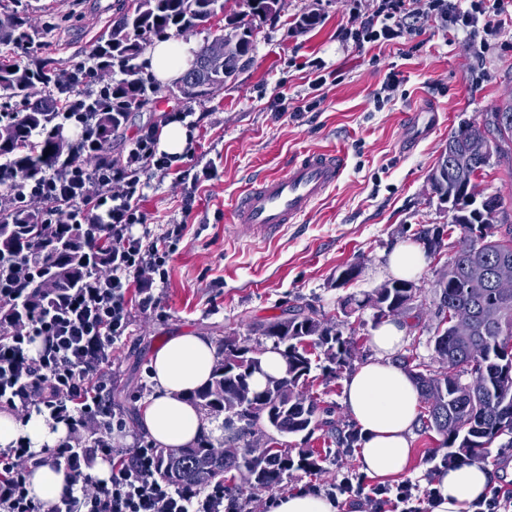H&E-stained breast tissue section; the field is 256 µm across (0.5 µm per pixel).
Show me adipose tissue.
Here are the masks:
<instances>
[{
  "instance_id": "ef3b65f1",
  "label": "adipose tissue",
  "mask_w": 512,
  "mask_h": 512,
  "mask_svg": "<svg viewBox=\"0 0 512 512\" xmlns=\"http://www.w3.org/2000/svg\"><path fill=\"white\" fill-rule=\"evenodd\" d=\"M193 40L155 42L144 57L148 77L166 84L178 79L194 60ZM408 326L386 319L373 331L375 355L357 365L344 380L342 403L361 433V465L378 477L401 472L411 455V438L419 401L410 376L394 362ZM216 360L212 341L197 333L169 337L151 359L154 393L139 420V429L162 448H185L206 433L207 423L190 402L192 391L206 383ZM62 425L31 415L21 420L0 412V447L26 440L37 451L63 438ZM495 483L492 468L463 463L438 473L430 485L431 512H472Z\"/></svg>"
}]
</instances>
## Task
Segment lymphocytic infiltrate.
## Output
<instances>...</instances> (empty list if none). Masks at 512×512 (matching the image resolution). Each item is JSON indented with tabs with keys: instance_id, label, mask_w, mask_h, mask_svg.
<instances>
[{
	"instance_id": "1",
	"label": "lymphocytic infiltrate",
	"mask_w": 512,
	"mask_h": 512,
	"mask_svg": "<svg viewBox=\"0 0 512 512\" xmlns=\"http://www.w3.org/2000/svg\"><path fill=\"white\" fill-rule=\"evenodd\" d=\"M347 7L344 34L362 47L399 42L415 34L417 24L437 18L474 40L503 24L512 0H377L369 13L362 0H348ZM156 152V136L148 131L109 172L82 169L88 190L72 209H56L45 195L28 194L49 223L97 225L98 238L112 243V268L90 275L81 291L57 296L48 313L22 330L0 336V408L21 419L44 413L67 430L64 440L38 452L21 442L0 448V512H225L223 487L188 489L157 479L151 445L81 440L90 425L108 433L125 431L124 413L112 402V348L126 339L133 308L158 307L153 286L166 280L172 244L188 227L182 221L167 225L160 237L151 235L140 207L144 186L134 172L144 167L166 171ZM37 341L42 348L36 352ZM99 458L111 466L109 480L93 473ZM46 464L64 470V488L52 499L37 498L27 487L32 470ZM335 489L365 501L371 512L388 506L418 512L408 485L393 494L346 477Z\"/></svg>"
}]
</instances>
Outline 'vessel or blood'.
Returning <instances> with one entry per match:
<instances>
[{
    "mask_svg": "<svg viewBox=\"0 0 512 512\" xmlns=\"http://www.w3.org/2000/svg\"><path fill=\"white\" fill-rule=\"evenodd\" d=\"M437 125L435 112L408 113L402 139L404 148L413 149ZM346 166V154L340 150L297 157L287 173L263 177L242 193L232 209L233 224L255 237H275L288 225L304 222L335 189Z\"/></svg>",
    "mask_w": 512,
    "mask_h": 512,
    "instance_id": "b4317fda",
    "label": "vessel or blood"
}]
</instances>
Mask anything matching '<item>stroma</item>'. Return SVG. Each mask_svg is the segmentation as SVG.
Segmentation results:
<instances>
[{"label": "stroma", "mask_w": 512, "mask_h": 512, "mask_svg": "<svg viewBox=\"0 0 512 512\" xmlns=\"http://www.w3.org/2000/svg\"><path fill=\"white\" fill-rule=\"evenodd\" d=\"M115 2L0 0V18L13 8L24 10L39 32L28 60L69 71L91 65L96 46L112 28ZM311 12L319 14V24L299 28L300 17ZM228 13L241 14L253 31L249 61L205 98H185L174 83L159 86L155 110L131 113L112 144L117 158L142 130L161 128L174 113H192L195 121L187 130L192 150L170 158L168 177L152 169L145 173L149 186L141 208L154 232L183 219L188 227L170 257L168 281L155 287L159 307L134 311L126 341L112 352V401L126 419L125 433L112 437L119 444H132L140 435L136 418L151 394L150 361L169 337L200 333L216 343L234 336L252 344L258 326L287 316L290 306L333 316L340 297L360 296L384 283L386 257L395 244L415 242L422 225L451 222L429 182L449 133L462 122L484 121L512 98V20L489 35L483 52L466 34L451 36L427 22L414 52L405 45L358 48L344 41L343 0H280L275 14L260 16L247 13L243 0H227L224 15L201 23L191 39L203 46L222 34ZM315 61L324 63L328 78L313 90ZM424 104L435 105L445 123L404 152L405 116ZM337 149L348 157L346 174L304 223L289 225L272 240L232 225L233 200L257 176L284 174L300 153ZM504 150V156L492 157L478 183L512 210V142ZM453 245L446 240L440 256L429 258L417 277L415 304L424 316L409 326L402 345L430 365L436 362L435 281ZM349 264L357 265L356 276L335 287L337 270ZM345 377L317 367L304 388L342 417ZM285 442L319 449L326 459L321 474L295 473L289 489H326L362 471L360 449L336 447L324 430L290 435ZM444 454L437 432H413L405 471L366 481L428 489Z\"/></svg>", "instance_id": "35a3bbf8"}]
</instances>
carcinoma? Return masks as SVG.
<instances>
[{"label":"carcinoma","instance_id":"carcinoma-1","mask_svg":"<svg viewBox=\"0 0 512 512\" xmlns=\"http://www.w3.org/2000/svg\"><path fill=\"white\" fill-rule=\"evenodd\" d=\"M219 10H224L219 0L124 3L107 38L95 49L94 65L102 77L117 70L127 74L151 38L186 34ZM227 25L233 42L226 52L224 72L211 73L195 61L182 78L187 97L209 95L249 58L252 30L241 28L235 17ZM2 34L8 43L23 49L34 40L36 27L16 10L0 19ZM89 78L78 69L60 75L47 61L33 66L0 58V91L28 101L25 111L0 115V184L11 179L20 190L51 171L63 185V192L49 195L52 202L66 209L84 194L77 172L83 160L70 139L55 135L66 115L73 123L90 118L85 128L86 154L98 166L108 167L112 138L125 127L133 107L149 102L148 89L124 78L87 91ZM50 86L61 90L63 97H36L38 88ZM501 111L497 108L481 123L464 122L448 135V144L459 147L470 136L490 138L488 151L473 171L475 178L489 166L492 155L501 152L500 143L512 138V122L498 123ZM431 184L439 203L452 212L448 234L459 232L451 258L454 265L463 272L476 264L490 269L499 254L512 256V219L500 196L481 194L474 182L463 192L439 179ZM111 267L112 244L95 242L91 225L48 224L41 210L15 199L7 202L0 211V270H7L9 277H0V289L18 283L25 293L0 306V329L27 324L53 295L82 288L91 272ZM435 288L433 343L441 370L413 354H402L396 362L419 390L421 431L435 430L443 436L448 448L443 465L451 469L483 461L495 441L512 435V281L473 284L462 274L448 277L445 268L438 273ZM417 291L410 280H390L361 298H342L341 319L319 318L294 306L288 316L261 325L262 336L272 340V347L284 358L286 375L268 378L260 390L252 386V379L261 372L266 351L262 342L250 346L224 339L209 381L191 392L190 400L204 415L225 414L223 429L228 436L216 443L204 435L191 447L176 451L157 449V475L188 488L218 483L236 494L240 492L236 473L242 467L249 472L253 491L284 489L298 471L320 473L322 458L308 448L267 451L277 443L276 433L309 434L318 426L328 428L340 448H354L361 440L354 424L333 420L331 408L299 389L313 368L309 346L324 349L328 362L342 369L353 349L352 338L344 335L346 318L367 307L374 310L378 322L392 311L400 316L413 314ZM455 321L473 324L471 332L455 333L451 327Z\"/></svg>","mask_w":512,"mask_h":512}]
</instances>
